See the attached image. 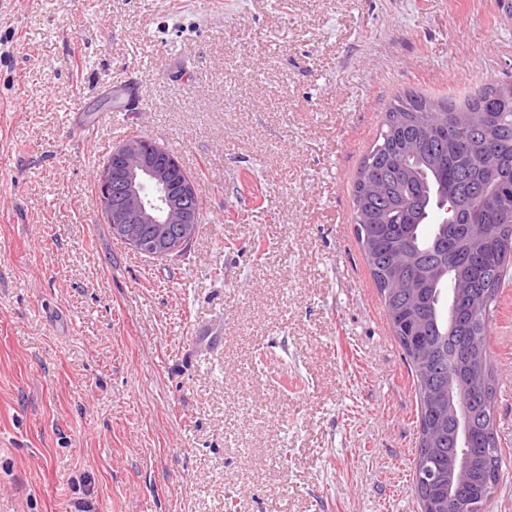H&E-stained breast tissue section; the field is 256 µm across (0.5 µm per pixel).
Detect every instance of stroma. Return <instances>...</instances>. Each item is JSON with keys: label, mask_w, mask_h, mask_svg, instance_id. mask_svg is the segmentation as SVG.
Segmentation results:
<instances>
[{"label": "stroma", "mask_w": 512, "mask_h": 512, "mask_svg": "<svg viewBox=\"0 0 512 512\" xmlns=\"http://www.w3.org/2000/svg\"><path fill=\"white\" fill-rule=\"evenodd\" d=\"M493 79L512 0H0V512H421L353 186L391 100ZM135 136L205 200L184 256L102 218Z\"/></svg>", "instance_id": "obj_1"}]
</instances>
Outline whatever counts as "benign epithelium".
<instances>
[{
    "instance_id": "obj_1",
    "label": "benign epithelium",
    "mask_w": 512,
    "mask_h": 512,
    "mask_svg": "<svg viewBox=\"0 0 512 512\" xmlns=\"http://www.w3.org/2000/svg\"><path fill=\"white\" fill-rule=\"evenodd\" d=\"M99 199L118 235L133 249L165 255L182 249L197 223L195 180L157 142L135 137L112 151L98 174ZM177 225L176 232L145 237L143 225Z\"/></svg>"
}]
</instances>
